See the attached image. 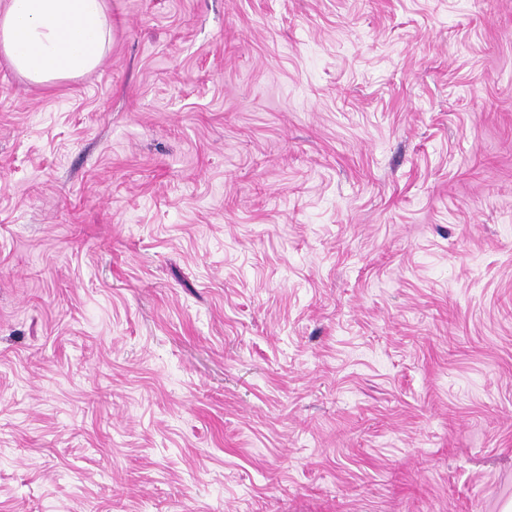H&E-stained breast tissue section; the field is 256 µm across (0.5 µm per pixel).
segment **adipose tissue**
<instances>
[{
    "instance_id": "ef3b65f1",
    "label": "adipose tissue",
    "mask_w": 512,
    "mask_h": 512,
    "mask_svg": "<svg viewBox=\"0 0 512 512\" xmlns=\"http://www.w3.org/2000/svg\"><path fill=\"white\" fill-rule=\"evenodd\" d=\"M111 33L107 0H0V54L36 84L97 68Z\"/></svg>"
}]
</instances>
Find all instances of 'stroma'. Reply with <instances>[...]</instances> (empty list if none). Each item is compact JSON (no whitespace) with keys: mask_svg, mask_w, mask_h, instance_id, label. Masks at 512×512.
Here are the masks:
<instances>
[{"mask_svg":"<svg viewBox=\"0 0 512 512\" xmlns=\"http://www.w3.org/2000/svg\"><path fill=\"white\" fill-rule=\"evenodd\" d=\"M0 55V512H500L512 0H108ZM111 33L107 0L0 2V53L36 84L81 76L97 68Z\"/></svg>","mask_w":512,"mask_h":512,"instance_id":"stroma-1","label":"stroma"}]
</instances>
